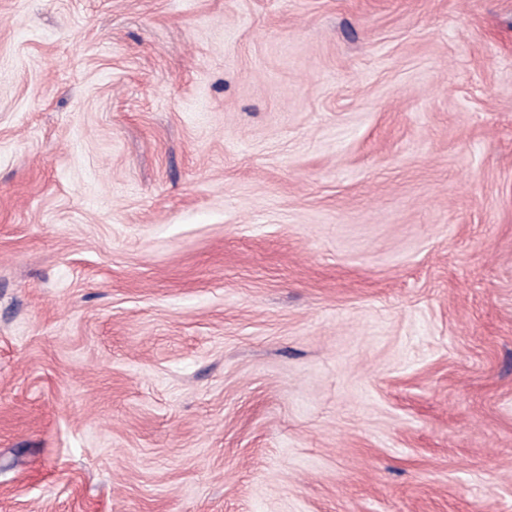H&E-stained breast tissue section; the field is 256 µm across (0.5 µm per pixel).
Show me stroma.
Returning <instances> with one entry per match:
<instances>
[{
	"label": "stroma",
	"instance_id": "obj_1",
	"mask_svg": "<svg viewBox=\"0 0 512 512\" xmlns=\"http://www.w3.org/2000/svg\"><path fill=\"white\" fill-rule=\"evenodd\" d=\"M0 512H512V0H0Z\"/></svg>",
	"mask_w": 512,
	"mask_h": 512
}]
</instances>
